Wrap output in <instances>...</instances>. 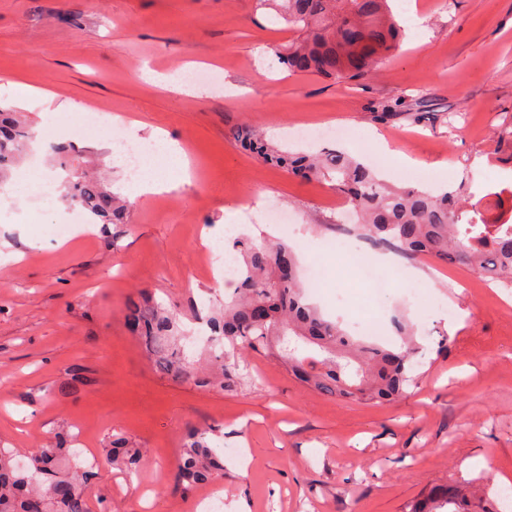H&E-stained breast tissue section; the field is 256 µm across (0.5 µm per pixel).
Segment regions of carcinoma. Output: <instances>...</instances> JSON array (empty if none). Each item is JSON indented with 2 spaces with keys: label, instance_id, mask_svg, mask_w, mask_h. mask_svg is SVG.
<instances>
[{
  "label": "carcinoma",
  "instance_id": "carcinoma-1",
  "mask_svg": "<svg viewBox=\"0 0 512 512\" xmlns=\"http://www.w3.org/2000/svg\"><path fill=\"white\" fill-rule=\"evenodd\" d=\"M271 2L296 41L276 52L288 70L332 77L338 81L368 75L400 48V32L389 0H259ZM377 123L406 119L436 124L442 112H413L396 96L370 113ZM237 137L263 161L305 179H324L352 202L349 222L359 238L391 248L407 258L430 255L462 264L488 281L512 288V223L480 224L479 203L454 193L397 187L369 167L334 149L293 155L266 144L256 129L245 126ZM34 132L19 113L0 107V184L23 159ZM68 172L63 198L104 226L127 224L131 205L80 170L72 148H52ZM240 277L224 308L207 314L211 336L224 340V355H210L206 368L188 358L181 343L178 312L145 298L128 307L129 331L154 356L158 371L203 388H230L236 376L229 360L239 350L285 360L288 373L327 395L358 396L374 403L401 397L413 382L410 371L414 332L400 322V347L365 342L325 319L303 299L292 247L284 242L240 238ZM216 430L195 428L185 438L174 467L176 486L190 490L224 478V456L215 446ZM112 463L129 471L147 459L138 448L112 441ZM70 448L61 441L19 465L0 448V512H88L89 470L70 464ZM466 488L450 482L430 488L413 501L409 512H469Z\"/></svg>",
  "mask_w": 512,
  "mask_h": 512
}]
</instances>
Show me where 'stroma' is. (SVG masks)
<instances>
[{"mask_svg": "<svg viewBox=\"0 0 512 512\" xmlns=\"http://www.w3.org/2000/svg\"><path fill=\"white\" fill-rule=\"evenodd\" d=\"M419 21L399 51L359 80L294 73L273 49L295 34L256 0H0V78L53 95L0 105L24 112L36 133L0 186V448L29 455L74 434L92 465L90 512H405L430 487L469 482L490 497L512 484V289L430 256L403 259L390 300L376 318L378 341L401 342L406 321L418 344L415 382L393 402L366 404L306 388L275 360L244 354L234 388L204 389L155 370L125 326L141 291L176 308L184 328L194 310L219 308L226 286L206 266L225 231L284 238L308 268L349 204L331 182L303 181L245 150L238 127L253 125L282 151H317L297 127L354 126L357 142L336 148L398 186L422 188L399 164L385 166L375 143L424 168H448L449 191L481 197L488 183L512 188V0H410ZM211 67L202 93L142 79L184 63ZM239 88L227 96V85ZM422 97L448 121L373 123L381 102ZM61 102L76 104L60 114ZM121 116L84 128L83 115ZM139 121L176 140L190 177L170 194L132 204L130 222L102 228L50 192L40 210L23 197L38 175L56 172L51 148L69 145L87 166L127 179L114 158L125 123ZM287 209L294 226L267 221L264 202ZM71 227L68 236L55 225ZM342 298L306 287L309 302L350 332H364L369 286L357 267L322 261ZM218 429L228 447L222 479L176 489L173 468L185 432ZM122 437L146 451L134 474L112 468L106 450Z\"/></svg>", "mask_w": 512, "mask_h": 512, "instance_id": "stroma-1", "label": "stroma"}]
</instances>
